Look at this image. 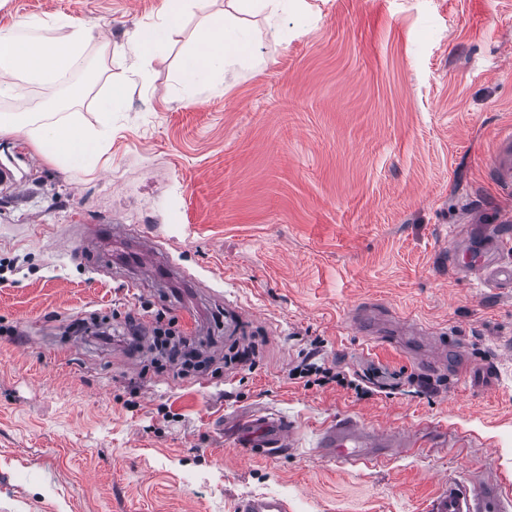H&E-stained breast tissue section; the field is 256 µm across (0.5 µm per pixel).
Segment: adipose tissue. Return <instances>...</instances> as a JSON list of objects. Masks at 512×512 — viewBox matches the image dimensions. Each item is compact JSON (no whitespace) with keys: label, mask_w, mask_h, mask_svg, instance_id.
<instances>
[{"label":"adipose tissue","mask_w":512,"mask_h":512,"mask_svg":"<svg viewBox=\"0 0 512 512\" xmlns=\"http://www.w3.org/2000/svg\"><path fill=\"white\" fill-rule=\"evenodd\" d=\"M64 37H54V30ZM94 22L59 17L53 20L26 18L0 28V95L17 82L49 83L79 64L85 47L98 39ZM249 38L237 26L211 20L204 29L198 49L186 57L178 84L183 93L205 77L224 70L227 53L246 49ZM23 132L56 161L73 168H90L101 144L102 134L63 120L36 122L18 112L0 113V133Z\"/></svg>","instance_id":"adipose-tissue-1"}]
</instances>
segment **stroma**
I'll return each instance as SVG.
<instances>
[{
	"label": "stroma",
	"mask_w": 512,
	"mask_h": 512,
	"mask_svg": "<svg viewBox=\"0 0 512 512\" xmlns=\"http://www.w3.org/2000/svg\"><path fill=\"white\" fill-rule=\"evenodd\" d=\"M162 7L0 0V27L102 32L82 94L67 95L75 69L0 111L92 129L126 89L92 171L0 135V512H236L257 494L290 512H435L445 482H512V288L473 264H512V183L493 172L512 133V0H300L274 21L191 0L141 56ZM217 15L246 28L245 59L177 95ZM115 224L130 236L98 238ZM136 236L182 280L132 267ZM161 312L204 366L151 359ZM448 341L467 376L416 365ZM235 344L254 359L225 364ZM312 350L347 384L291 378ZM364 377L367 396L349 385ZM255 414L293 426L288 449L240 451ZM345 414L422 446L338 468L317 442Z\"/></svg>",
	"instance_id": "obj_1"
}]
</instances>
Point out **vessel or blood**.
I'll return each mask as SVG.
<instances>
[{"instance_id":"obj_1","label":"vessel or blood","mask_w":512,"mask_h":512,"mask_svg":"<svg viewBox=\"0 0 512 512\" xmlns=\"http://www.w3.org/2000/svg\"><path fill=\"white\" fill-rule=\"evenodd\" d=\"M239 436L247 452L260 446L270 453L287 445L292 430L276 419L250 417L240 423ZM391 445L387 433L367 429L360 419L342 415L323 430L319 450L344 468L378 462L383 449ZM238 512H288V505L278 498L256 496L241 501ZM436 512H512V492L493 476L467 484L452 481L440 494Z\"/></svg>"}]
</instances>
